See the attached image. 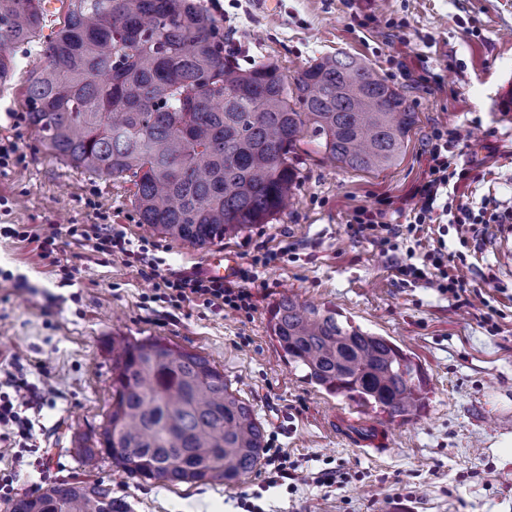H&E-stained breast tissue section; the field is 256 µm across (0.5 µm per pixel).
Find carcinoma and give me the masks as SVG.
<instances>
[{"instance_id": "1", "label": "carcinoma", "mask_w": 512, "mask_h": 512, "mask_svg": "<svg viewBox=\"0 0 512 512\" xmlns=\"http://www.w3.org/2000/svg\"><path fill=\"white\" fill-rule=\"evenodd\" d=\"M43 35L44 0H0V83L15 48L41 42L22 92L46 148L99 177L127 176L141 222L207 248L292 204L293 154L313 143L343 168L373 171L401 158L417 123L406 97L343 51L288 81L272 60L240 68L224 32L195 0H66ZM336 310L281 298L269 319L285 362L304 380L407 419L424 407L425 376L385 336ZM112 408L94 448L144 481L231 487L261 464L266 435L253 407L211 361L165 339L118 342ZM5 512H133L98 479L60 480L21 494Z\"/></svg>"}]
</instances>
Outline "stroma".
Returning a JSON list of instances; mask_svg holds the SVG:
<instances>
[{"mask_svg":"<svg viewBox=\"0 0 512 512\" xmlns=\"http://www.w3.org/2000/svg\"><path fill=\"white\" fill-rule=\"evenodd\" d=\"M228 32L227 53L243 67L273 59L295 71L323 54L364 58L404 93L418 116L406 150L378 172L330 165L314 145L295 163L298 202L267 224L225 238L219 250L247 265L279 252L253 286L245 317L195 304L152 300V286L121 262H103L70 237L73 224L105 214L133 246L173 270L201 271L208 252L142 224L129 178H99L52 154L29 124L19 93L41 64V46L16 52L19 66L0 86V139L17 141L24 161L0 171V393L27 384L26 412L51 479L80 476L75 450L100 432L112 406L117 363L112 340L160 337L207 357L249 402L266 445L297 465L294 486H272L265 466L233 488L163 486L100 462L92 476L134 512H512V258L499 224H481L469 246L454 225H425L421 250L444 244L464 256L468 300L425 283L402 282L397 251L353 239L354 210L401 203L428 166L434 127L457 130L459 164L471 179L454 204L474 214L512 209V0H199ZM55 229L74 276L49 265L36 243L12 237ZM336 309L408 350L427 376V399L409 420H389L302 379L282 358L270 310L282 297ZM382 435L384 444L367 445ZM343 482L317 480L323 469Z\"/></svg>","mask_w":512,"mask_h":512,"instance_id":"1","label":"stroma"}]
</instances>
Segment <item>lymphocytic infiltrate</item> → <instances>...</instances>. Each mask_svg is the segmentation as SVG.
<instances>
[{
  "instance_id": "f902f5d3",
  "label": "lymphocytic infiltrate",
  "mask_w": 512,
  "mask_h": 512,
  "mask_svg": "<svg viewBox=\"0 0 512 512\" xmlns=\"http://www.w3.org/2000/svg\"><path fill=\"white\" fill-rule=\"evenodd\" d=\"M457 139L456 132L448 130L447 126L433 129L427 177L405 201L410 214L409 223L393 224L388 221L384 210L359 208L348 221L352 237L390 251L394 249L397 238L416 237L424 225L436 223L439 200L444 190L448 189L451 181L463 182L471 175L470 169L459 167L456 162L454 147ZM69 232L71 236L88 242L94 252L136 269L142 278L152 282L156 299L177 308L186 303H196L219 311L251 314L255 309V295L250 285L258 280L259 268L268 267L275 260L271 254L252 260L249 266L240 270L238 281L224 282L198 273L166 268L162 260L149 255L147 248H132L122 231L111 224H74ZM398 271L401 276L428 281L440 294L456 300L467 291V282L451 253L426 252L421 263L402 261ZM31 399V390L23 385L16 386L13 394L0 397V446L11 452L18 466L24 465L25 460L16 448L17 439L33 437L28 420L22 415Z\"/></svg>"
}]
</instances>
